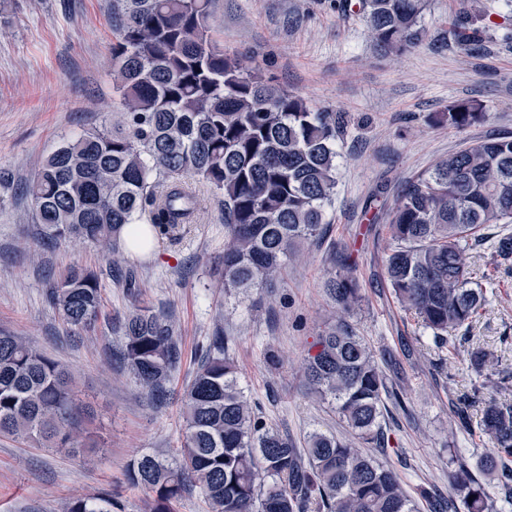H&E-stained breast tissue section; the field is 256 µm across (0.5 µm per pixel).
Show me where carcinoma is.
Instances as JSON below:
<instances>
[{"instance_id": "obj_1", "label": "carcinoma", "mask_w": 512, "mask_h": 512, "mask_svg": "<svg viewBox=\"0 0 512 512\" xmlns=\"http://www.w3.org/2000/svg\"><path fill=\"white\" fill-rule=\"evenodd\" d=\"M212 0H112V122L64 142L43 160L25 193L43 244L80 239L112 253L130 309L112 322L123 338L117 362L156 408L170 395L181 362L174 316L153 306L123 269L130 224L141 247L196 221L199 203L184 178L195 177L224 205V284L246 297L282 278L288 255L321 236L325 205L336 188V137L345 116L316 112L300 96L272 85L224 54L211 34ZM427 0H358L374 46L402 54L421 45ZM484 117L460 101L433 116L465 127ZM392 246L385 279L397 301L443 347L468 332L486 303L473 281L466 248L489 243L496 266L512 270V235L489 239L490 224H512V135L465 145L408 181L388 214ZM327 295L350 311L361 288L349 271L327 282ZM48 295L62 320L88 330L103 293L98 272L71 266ZM224 328L181 398L178 461L134 459L127 481L148 492L149 512L198 490L209 512H420L396 474L366 452L385 448L387 385L373 349L339 320L316 337L301 366L312 394L328 403L352 439L314 431L299 451L269 426L240 387ZM493 357L476 347L468 368L495 388ZM478 429L490 444L479 470L497 474L512 504V401L475 396ZM0 435L87 456L96 446L85 427L71 374L0 331ZM466 512H498L497 502L466 466L450 473ZM112 496L77 498L66 512H112Z\"/></svg>"}]
</instances>
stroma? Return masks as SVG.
I'll return each mask as SVG.
<instances>
[{
	"label": "stroma",
	"mask_w": 512,
	"mask_h": 512,
	"mask_svg": "<svg viewBox=\"0 0 512 512\" xmlns=\"http://www.w3.org/2000/svg\"><path fill=\"white\" fill-rule=\"evenodd\" d=\"M464 19L460 0H429L421 20L426 40L391 56L375 48L364 21L342 11L339 0H214L211 31L225 54L260 68L313 110L346 116L326 231L289 259L273 287L246 298L219 290L224 208L192 179L197 222L126 254L149 301L177 321L183 357L173 389L185 385L195 354L223 326L241 387L266 423L300 449L315 430L348 435L328 404L308 397L299 366L335 313L327 279L353 268L362 301L350 321L394 392L383 409L390 445L374 454L414 496L424 487L450 496L448 475L457 462L476 467L487 451L467 431L479 420L478 406H454L482 383L467 368L471 348L490 350L497 371L512 373V272L495 271L489 249L468 252L473 276L487 290L471 338L443 348L384 278L387 214L405 183L467 143L512 132V0H474L465 20L480 41L468 50L454 36ZM459 101L481 104L484 119L463 128L431 123L434 113ZM117 106L112 0H10L0 13V330L24 337L75 375L101 447L85 461L0 436V512H64L69 500L103 492L115 494V512H146L148 495L126 481L127 465L144 454L176 460L178 401L150 409L112 361L119 343L112 320L129 306L125 288L103 278L102 314L95 329L81 334L47 297L55 273L73 265L100 270L109 256L87 243L39 246L25 198L40 162L65 140L104 124Z\"/></svg>",
	"instance_id": "35a3bbf8"
}]
</instances>
